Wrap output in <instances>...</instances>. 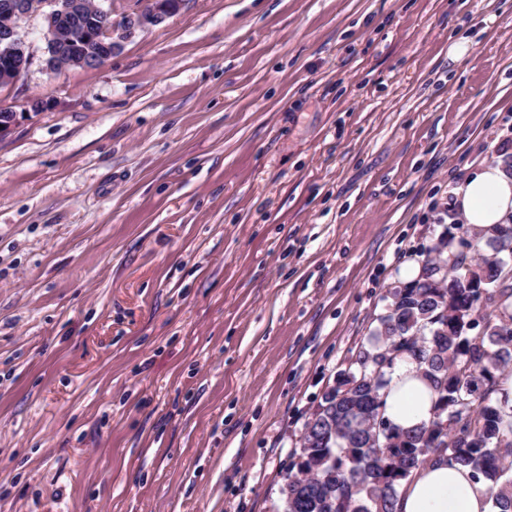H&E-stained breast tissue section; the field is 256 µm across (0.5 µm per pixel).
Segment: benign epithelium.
<instances>
[{
	"label": "benign epithelium",
	"instance_id": "obj_1",
	"mask_svg": "<svg viewBox=\"0 0 512 512\" xmlns=\"http://www.w3.org/2000/svg\"><path fill=\"white\" fill-rule=\"evenodd\" d=\"M182 3L183 0H176L172 5L164 0H145L136 12L114 20L111 12L98 4L94 5V12H87L84 0H4L0 6V14L5 17L0 23V54L5 57L6 66L0 70V84L17 80L31 63L30 52L19 32V21L25 18L43 16L47 71L56 72L70 64L94 69L112 58L139 32L161 24L179 11ZM78 37L103 50L90 49L82 55L69 57L64 47Z\"/></svg>",
	"mask_w": 512,
	"mask_h": 512
}]
</instances>
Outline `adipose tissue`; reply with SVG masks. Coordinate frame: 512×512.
Listing matches in <instances>:
<instances>
[{
    "label": "adipose tissue",
    "mask_w": 512,
    "mask_h": 512,
    "mask_svg": "<svg viewBox=\"0 0 512 512\" xmlns=\"http://www.w3.org/2000/svg\"><path fill=\"white\" fill-rule=\"evenodd\" d=\"M467 223L487 228L512 215V175L501 163L484 166L454 192ZM384 415L410 429L432 417V393L410 363H399L384 390ZM398 512H491L487 488L469 471L440 460L419 470L404 485Z\"/></svg>",
    "instance_id": "1"
}]
</instances>
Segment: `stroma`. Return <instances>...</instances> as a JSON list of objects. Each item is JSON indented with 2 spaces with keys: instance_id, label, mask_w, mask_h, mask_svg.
I'll return each mask as SVG.
<instances>
[{
  "instance_id": "35a3bbf8",
  "label": "stroma",
  "mask_w": 512,
  "mask_h": 512,
  "mask_svg": "<svg viewBox=\"0 0 512 512\" xmlns=\"http://www.w3.org/2000/svg\"><path fill=\"white\" fill-rule=\"evenodd\" d=\"M20 32L0 512H278L454 187L512 156V0H187L54 74Z\"/></svg>"
}]
</instances>
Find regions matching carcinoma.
Listing matches in <instances>:
<instances>
[{
  "mask_svg": "<svg viewBox=\"0 0 512 512\" xmlns=\"http://www.w3.org/2000/svg\"><path fill=\"white\" fill-rule=\"evenodd\" d=\"M476 234L444 283L442 258L422 251L418 280L390 292L377 326L324 392L304 424L280 488L281 512H396L404 481L443 457L486 484L494 512H512V403L496 398V373L512 365V234L450 224L441 234ZM482 318L480 335L467 323ZM416 365L432 390L433 417L411 430L387 423L371 441L367 424L384 416L382 390L397 361Z\"/></svg>",
  "mask_w": 512,
  "mask_h": 512,
  "instance_id": "obj_1",
  "label": "carcinoma"
}]
</instances>
